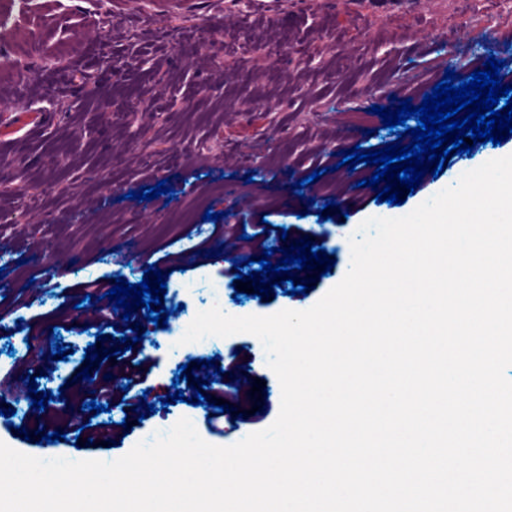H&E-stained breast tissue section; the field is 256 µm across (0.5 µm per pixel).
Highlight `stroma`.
Here are the masks:
<instances>
[{
  "label": "stroma",
  "mask_w": 512,
  "mask_h": 512,
  "mask_svg": "<svg viewBox=\"0 0 512 512\" xmlns=\"http://www.w3.org/2000/svg\"><path fill=\"white\" fill-rule=\"evenodd\" d=\"M39 9L21 17L19 0H6L0 17L29 33L32 51L18 58L0 51V115L43 112L50 123L0 144V286L27 290L24 317L62 307L66 319L83 323L75 306L78 283L126 278L140 283L159 268V249H187V272L166 280V308H179L167 328L141 326L148 360L145 388L155 411L116 429L108 446L79 445L67 412L52 408L24 431L0 415V441L42 457L40 429L62 432L59 452L86 459H117L141 441H153L183 417L210 444L230 446L240 430L209 428L204 408L162 399L189 357L219 359L233 346H249L252 367L266 379L268 401L279 407L281 388L267 366L261 342L250 334L207 337L181 344L196 313L220 306L234 316H267L312 307L346 274L349 237L369 217L396 218L455 184L464 170L512 154V138L477 144L467 161L447 158L440 176L425 175L415 191L400 188V204L375 203L361 186L374 168L341 166L339 152L371 151L396 141L403 127L374 121L373 134L339 123L337 114L363 112L392 98L420 105L449 70L483 69L503 59L512 73V10L503 0H223L211 11L173 0H36ZM499 25L485 27L488 15ZM79 24L93 41L89 52L60 56L54 28ZM124 61L117 72L98 67L101 56ZM321 171L307 216H300L295 183ZM251 182H244V175ZM168 181L172 200H138L146 186ZM25 194H15V187ZM236 196H226L227 187ZM338 217L325 220L326 203ZM287 208L285 224L326 235L324 247L337 262L331 272L315 264L309 291L263 302L228 288L223 259L190 253L186 230L201 226L205 212L225 213L233 224L245 215ZM125 249L116 265L111 251ZM68 360L50 359L56 380L38 378V391L63 390L77 404L86 394L74 378L95 330L64 336Z\"/></svg>",
  "instance_id": "obj_1"
}]
</instances>
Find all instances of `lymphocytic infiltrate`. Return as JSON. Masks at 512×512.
Returning a JSON list of instances; mask_svg holds the SVG:
<instances>
[{"mask_svg":"<svg viewBox=\"0 0 512 512\" xmlns=\"http://www.w3.org/2000/svg\"><path fill=\"white\" fill-rule=\"evenodd\" d=\"M282 231L281 225L255 222L246 224H217L214 225L209 237L195 243V250L210 249L213 241L221 240L230 248L235 259L239 262L248 261L249 257L260 254L264 248L272 247ZM113 286L112 280L96 279L82 283V293L92 295L97 300L94 314L97 320L105 325L125 324L127 329H134L136 322L142 321L146 315L144 308H137L130 322H121L120 308L105 300V293ZM143 349L140 344H133L125 353L116 354L115 358H102L94 379L89 384L97 403L112 406L114 402H122L125 408L131 409L139 404L143 396V386L147 373L142 364ZM241 356H230L223 366L222 374L207 375L202 365H195L191 373L198 377H208L209 384L203 387L202 393L207 397L226 400L229 407L227 414H219L216 408L205 410V418L209 424L225 420L230 428H238L241 424H258L263 422V415L254 413V399L251 389L254 385L253 375L244 373Z\"/></svg>","mask_w":512,"mask_h":512,"instance_id":"1","label":"lymphocytic infiltrate"}]
</instances>
